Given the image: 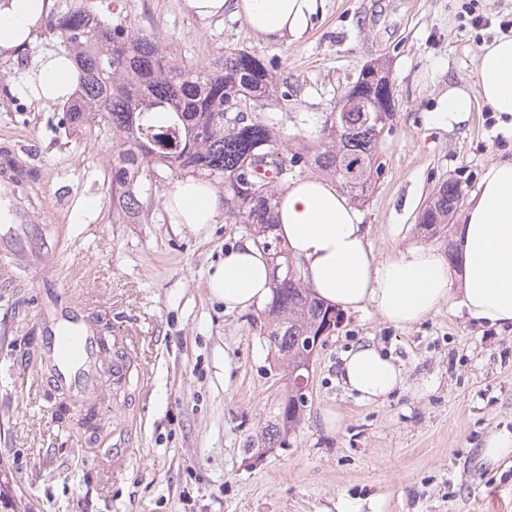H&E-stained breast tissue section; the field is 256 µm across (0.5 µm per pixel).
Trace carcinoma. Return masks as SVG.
Returning a JSON list of instances; mask_svg holds the SVG:
<instances>
[{"mask_svg": "<svg viewBox=\"0 0 512 512\" xmlns=\"http://www.w3.org/2000/svg\"><path fill=\"white\" fill-rule=\"evenodd\" d=\"M116 0H65L45 20L46 33L82 73L79 92L66 109L76 135L90 137L104 125L113 145L112 202L118 215L145 216L152 200L143 181L195 176L220 188L224 223L256 227L274 264L271 302L265 307L266 342L288 371L306 372L309 352L300 340L316 331L329 308L311 293L288 250L273 236L278 224V182L288 169L311 167L332 178L351 199L365 202L383 171L378 152L383 128L395 113L376 95L367 112H349L337 125L325 116L316 139L292 150L275 122L255 111L285 101L266 61L245 49L228 48L207 63L188 66L167 54L154 37L128 26ZM241 107L235 123L224 110ZM461 197L458 182L443 180L421 213V223L448 232V217ZM306 403L289 395L249 448L283 447Z\"/></svg>", "mask_w": 512, "mask_h": 512, "instance_id": "carcinoma-1", "label": "carcinoma"}]
</instances>
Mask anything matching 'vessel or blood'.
I'll list each match as a JSON object with an SVG mask.
<instances>
[{
  "label": "vessel or blood",
  "instance_id": "1",
  "mask_svg": "<svg viewBox=\"0 0 512 512\" xmlns=\"http://www.w3.org/2000/svg\"><path fill=\"white\" fill-rule=\"evenodd\" d=\"M0 250L18 258L32 255L44 266L52 261L51 248L25 252L23 239L17 233L1 237ZM42 317L38 377H49L77 397L91 393L97 383L95 367L100 360L99 331L89 320L84 306L76 301L55 304ZM112 353V385L119 388L125 385L130 372L128 354L120 338H113Z\"/></svg>",
  "mask_w": 512,
  "mask_h": 512
}]
</instances>
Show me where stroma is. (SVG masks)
<instances>
[{
  "label": "stroma",
  "instance_id": "obj_1",
  "mask_svg": "<svg viewBox=\"0 0 512 512\" xmlns=\"http://www.w3.org/2000/svg\"><path fill=\"white\" fill-rule=\"evenodd\" d=\"M132 28L200 65L243 48L270 63L288 99L274 107L285 139L314 133L361 70L389 63L397 112L380 150L386 162L361 212L379 258L412 244L447 253L450 240L419 226L446 178L463 196L486 167L512 155V123L482 103L441 128L432 114L449 85L473 86L479 47L501 35L512 0H326L299 41L270 42L232 14L200 21L182 0H122ZM26 65L0 60V151L37 171L31 219L59 242L56 268L10 264L0 275V468L23 512H512V466L478 460L487 436L512 431V332L440 308L400 329L373 310L344 314L313 366L304 419L286 446L245 448L272 414L283 376L260 329V311L228 313L208 277L244 227L194 231L169 224L171 182H143L148 217L118 221L110 183L113 135L70 136L62 108L23 91ZM110 335L135 341L123 390L100 379L71 398L94 406L97 438L58 422L47 383H34L42 307L70 298ZM376 343L403 368L384 402L358 400L338 379L342 356ZM338 413V430L321 417Z\"/></svg>",
  "mask_w": 512,
  "mask_h": 512
}]
</instances>
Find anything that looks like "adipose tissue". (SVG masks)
Listing matches in <instances>:
<instances>
[{
	"label": "adipose tissue",
	"mask_w": 512,
	"mask_h": 512,
	"mask_svg": "<svg viewBox=\"0 0 512 512\" xmlns=\"http://www.w3.org/2000/svg\"><path fill=\"white\" fill-rule=\"evenodd\" d=\"M324 0H183L191 16L209 20L230 12L263 38L300 40ZM53 0H0V58H13L35 41ZM473 89L449 87L434 120L453 126L468 120L475 103L512 117V35L480 47ZM79 80L72 60L50 50L36 56L24 84L41 105L65 103ZM170 223L193 230L216 223L221 212L213 187L179 179L166 198ZM275 235L301 269L314 295L348 312L373 309L397 328L421 322L440 305L465 311L474 322L512 329V158L492 162L471 194L455 236L458 257L414 244L378 258L367 226L336 182L289 178L279 196ZM272 266L262 247L245 239L226 251L208 288L228 313L263 307L272 296ZM339 378L369 403L386 400L403 381L399 363L373 343L343 356Z\"/></svg>",
	"instance_id": "ef3b65f1"
}]
</instances>
